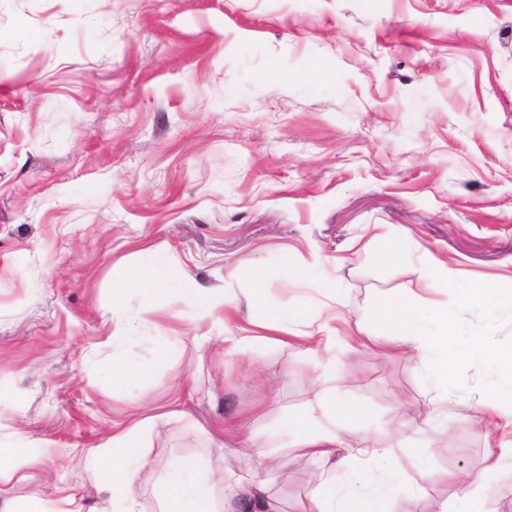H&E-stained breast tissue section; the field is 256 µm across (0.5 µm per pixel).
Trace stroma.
Returning a JSON list of instances; mask_svg holds the SVG:
<instances>
[{"mask_svg":"<svg viewBox=\"0 0 512 512\" xmlns=\"http://www.w3.org/2000/svg\"><path fill=\"white\" fill-rule=\"evenodd\" d=\"M159 259L175 278L155 307L123 284ZM254 268L322 326L314 352L256 326ZM483 280L512 286V0H0V444L31 461L0 496L59 512L54 487L92 484L79 449L142 405L152 459L251 476L256 452L287 455L324 373L353 434L390 448L403 506L464 512L447 475L483 471L473 419L499 376L458 355L433 405L419 361L361 344L412 291L459 344L512 345V307L460 303ZM186 288L241 300L236 320L203 319ZM244 329L252 349L225 353ZM120 359L154 372L112 382ZM228 426L255 449L220 447ZM288 471L281 512L335 479L311 458Z\"/></svg>","mask_w":512,"mask_h":512,"instance_id":"obj_1","label":"stroma"}]
</instances>
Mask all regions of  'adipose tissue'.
Instances as JSON below:
<instances>
[{
  "label": "adipose tissue",
  "instance_id": "adipose-tissue-1",
  "mask_svg": "<svg viewBox=\"0 0 512 512\" xmlns=\"http://www.w3.org/2000/svg\"><path fill=\"white\" fill-rule=\"evenodd\" d=\"M253 286L247 296L250 306L261 309L264 326L282 331L279 344L283 348L311 350L321 338L314 330L313 317L299 308L272 306L266 301L263 277L253 272ZM384 335L401 340L408 354L424 362L429 375L432 401L451 398L450 372L455 352L450 346L454 335L452 317L447 308H427L415 295L392 303L377 318ZM466 353L482 357L502 377L503 386L493 400L483 404L479 423L489 432L499 428L496 402L512 400V346L493 348L482 340L471 341ZM356 413L348 405H337L334 394L319 390L316 404L307 412L293 416L290 427L298 437L288 450L289 457L316 458L329 467L348 473L347 481L319 486L299 503L297 512H399L396 503L402 496L398 469L390 462L389 449L364 445L342 438L341 433ZM148 416L134 417L113 432L107 445L85 449L83 457L89 466L96 490L107 492V512H140L137 497L131 490L134 480L144 469H156L142 446L145 429L151 424ZM378 467L382 470L375 484L360 483L363 471ZM165 474L156 485L160 512H279L275 500L268 494L265 477L287 482L288 469L273 454H261L258 477L236 478L233 488H226L221 473L202 471L191 458H184L163 467ZM121 472L124 484L115 486L114 472ZM224 486L222 503H215L207 490L208 484Z\"/></svg>",
  "mask_w": 512,
  "mask_h": 512
}]
</instances>
